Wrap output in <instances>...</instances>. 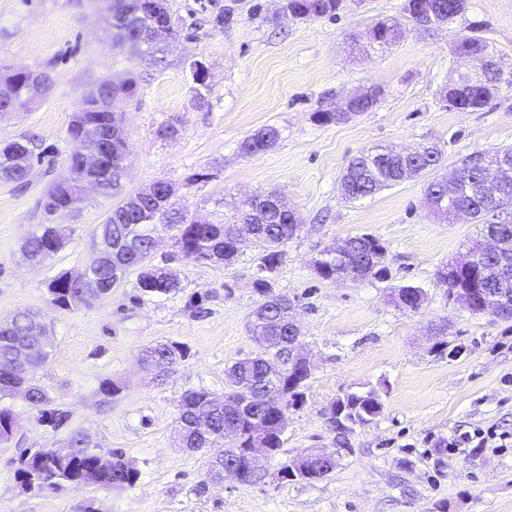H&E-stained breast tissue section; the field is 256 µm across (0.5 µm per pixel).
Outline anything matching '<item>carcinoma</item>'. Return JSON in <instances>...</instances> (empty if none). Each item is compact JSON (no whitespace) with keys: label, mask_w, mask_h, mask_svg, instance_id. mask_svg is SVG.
<instances>
[{"label":"carcinoma","mask_w":512,"mask_h":512,"mask_svg":"<svg viewBox=\"0 0 512 512\" xmlns=\"http://www.w3.org/2000/svg\"><path fill=\"white\" fill-rule=\"evenodd\" d=\"M283 7L298 18L321 19L336 15L339 5L336 0H281ZM106 13V24L112 33V51L136 56L154 67L166 62V43L178 37V26L172 19L168 0H102ZM468 4L458 0H404L402 10L408 15L432 10L436 16L453 21L467 12ZM399 37L397 25L387 19L376 21L370 30L371 43L381 48L393 44ZM457 54L464 61L481 66L491 55L489 46L478 37L461 39ZM199 64H189V72L195 84V100L205 101L202 88L206 83L199 76ZM48 87L53 79L44 73ZM46 87V88H48ZM46 88L31 77L27 67H0V111L24 108L36 99L47 96ZM137 80L131 76L122 83L102 78L90 85L82 94L79 108L72 113L68 125L71 143L67 162L75 168V178L66 185L57 186L45 198L44 209L48 213L73 211L83 202L81 182L87 176L79 163L82 153L99 152L104 156L103 171L96 174L99 194L105 198L119 196L127 175L126 156L128 139L114 137L113 128L119 124L116 112L120 101L136 93ZM280 138V131L267 126L246 138L240 144L242 152L254 154L272 148ZM38 141L33 136L23 135L0 140V180L23 183L26 177L15 168L14 159L21 153L27 159L42 160L46 152H37ZM501 151H476L461 161L463 182L466 187L455 195H448V181H433L427 196L436 203L435 214L449 219L454 211L464 210L477 224L483 225L487 234L498 232L512 237V174L500 171ZM441 159V151L434 144H421L414 154H401L391 150L374 148L352 158L340 179L341 196L348 202L360 201L379 191L394 186L405 179V171L415 167L422 171L435 168ZM215 219L202 224L185 207L169 201L160 204L154 198L135 202L133 197L122 198L112 206L96 233H105L114 248L112 262L97 271L93 279L82 287H73L56 275L52 281L60 283L55 292L53 305L64 310L88 306L99 298V281L120 283L127 271H138L137 285L145 296L167 295L177 290L164 276L157 274L159 266L153 263L152 241L162 229L173 231L172 239L178 253L187 260L206 264L232 265L238 256L234 245L233 227L236 224L257 223L261 235L257 243L263 250L262 264L274 269L282 263L283 246L299 230L288 211V203L273 201V193L254 196L236 202L224 198L214 200ZM66 239L64 226L41 224L27 238L21 248L22 260L39 265L48 261L62 247ZM347 247L336 253L326 246L313 258L314 273L324 280H336L344 276L386 281L390 278L387 265L372 266L370 258L386 252L380 239L371 234L354 235L346 239ZM470 253L476 257L466 270H448L443 265L437 272V282L451 293L457 288L471 292L470 312L478 314L482 295L490 290L499 293V314L502 321L512 320V275L503 278L497 273V260L485 255L476 243ZM254 290L260 297L259 307L266 313L249 326L257 351L240 358L225 371L224 396L231 399L227 407L219 406L218 399L204 390L189 391L180 401V408L191 407L208 414L212 419L216 442L224 444V426L233 425L239 430V439L234 448L228 450L224 463L236 467L240 480L256 481L249 467L246 448L255 434L265 436L270 453H276L282 445L285 429L280 425L283 412L297 405L304 395L306 381L311 376L306 366L295 359L278 379L269 376L271 363L279 352L274 345L266 344L265 337L278 336L282 346H288V320L293 318L289 305L271 301L275 296L269 280L254 281ZM423 289L407 285L401 287V307L415 311L416 300ZM34 315L27 311L15 313L10 320L0 323V358L23 360L30 372H35L47 359L48 353L41 351L31 333ZM187 350L176 342H160L145 348L144 357L152 358L163 367L184 359ZM31 382V394L25 398L30 409L37 411L40 423L60 424L64 412L49 410L48 398L43 388ZM346 407V419L351 422H371L382 411L383 401L376 389L348 392L330 404L333 412ZM72 453L56 456L44 448L38 453L44 462L40 469L42 480L52 481L60 488L64 485L113 488L132 484L138 471L126 462L122 455H112V470L103 472L96 465L97 452L81 434L74 433L68 440Z\"/></svg>","instance_id":"cac0c4a2"}]
</instances>
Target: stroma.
<instances>
[{
  "label": "stroma",
  "instance_id": "35a3bbf8",
  "mask_svg": "<svg viewBox=\"0 0 512 512\" xmlns=\"http://www.w3.org/2000/svg\"><path fill=\"white\" fill-rule=\"evenodd\" d=\"M169 3L180 36L158 70L113 54L100 0H0V64L44 70L54 81L43 103L0 121V140L33 134L49 150L24 187L0 181V321L27 310L47 325L49 355L35 377L50 408L66 414L52 428L23 399H7L16 428L0 444V512H512V447H447L477 428L512 432V321L471 315L438 285V269L462 257L480 227L466 218L439 223L426 198L429 183L469 153L512 147V0H469L465 15L427 32L404 21L402 0H340L332 20L278 15V0ZM381 18L400 20L397 45L384 52L351 46V35ZM466 36L489 44L508 83L483 108L449 110L440 91L462 67L455 45ZM193 59L208 69L201 106L193 100ZM132 74L137 93L119 106L127 190L165 180L202 220L215 199L276 190L299 214L300 230L285 244L272 284L293 303L314 368L302 404L288 412L279 454H258L261 478L253 483L231 475L208 482L219 448L186 451L175 433L182 395L203 389L223 397L227 365L256 349L248 326L259 300L258 244L244 240L224 268L181 259L167 240L154 262L176 271L177 292L144 296L132 273L90 306L67 311L48 301L51 277L93 262L96 227L112 207L92 190L75 212L50 215L41 206L49 183L66 173L71 114L89 83ZM373 86L381 95L371 110L344 122L315 120ZM169 123L178 133L165 140L158 131ZM267 126L281 133L275 146L242 154L240 143ZM424 141L441 148L438 169L355 203L342 199L340 178L353 156ZM42 224L65 225L67 243L44 264H25L21 246ZM362 233L384 243L389 280L335 282L314 273L319 250ZM403 285L424 290L417 311L392 300ZM157 341L188 352L165 375L139 360ZM439 342L445 353H433ZM105 381L119 393L103 394ZM371 388L382 393L381 415L353 426L346 446H337L327 425L331 400ZM75 432L99 453L122 454L136 481L23 492L20 449L58 448ZM312 448L335 451L331 473L279 477Z\"/></svg>",
  "mask_w": 512,
  "mask_h": 512
}]
</instances>
